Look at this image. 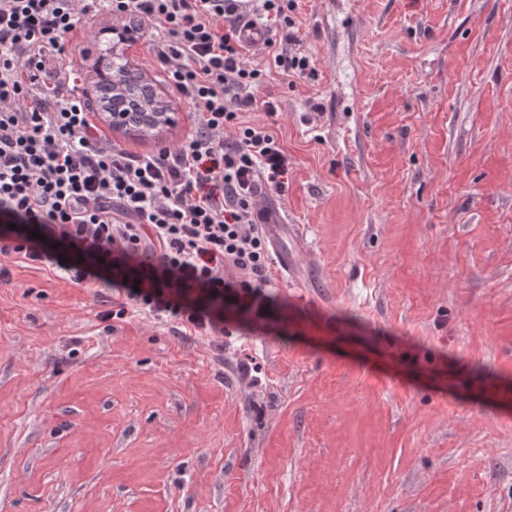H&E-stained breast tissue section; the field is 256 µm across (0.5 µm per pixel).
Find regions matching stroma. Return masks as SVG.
Wrapping results in <instances>:
<instances>
[{
  "instance_id": "35a3bbf8",
  "label": "stroma",
  "mask_w": 512,
  "mask_h": 512,
  "mask_svg": "<svg viewBox=\"0 0 512 512\" xmlns=\"http://www.w3.org/2000/svg\"><path fill=\"white\" fill-rule=\"evenodd\" d=\"M259 97L297 265L221 343L0 253V512H512V0H296ZM112 16L66 34L93 75ZM119 50L194 129L140 32Z\"/></svg>"
}]
</instances>
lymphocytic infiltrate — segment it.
<instances>
[{
  "mask_svg": "<svg viewBox=\"0 0 512 512\" xmlns=\"http://www.w3.org/2000/svg\"><path fill=\"white\" fill-rule=\"evenodd\" d=\"M285 0H0V238L34 264L75 281L100 274L135 312L194 333L223 335L245 314L264 321L269 243L257 204L280 187L288 155L263 123V71L245 56L263 32L268 59L313 76L294 37L267 34ZM108 10L152 35L172 86L195 110L174 149L133 155L91 120L64 37L79 17Z\"/></svg>",
  "mask_w": 512,
  "mask_h": 512,
  "instance_id": "f902f5d3",
  "label": "lymphocytic infiltrate"
}]
</instances>
